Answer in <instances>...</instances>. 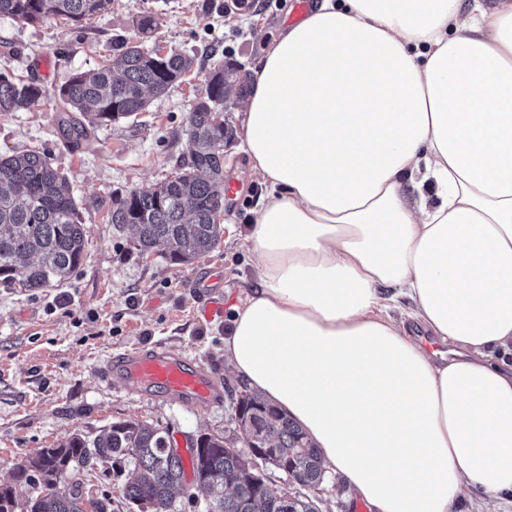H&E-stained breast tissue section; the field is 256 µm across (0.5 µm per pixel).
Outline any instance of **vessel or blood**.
Instances as JSON below:
<instances>
[{
  "mask_svg": "<svg viewBox=\"0 0 512 512\" xmlns=\"http://www.w3.org/2000/svg\"><path fill=\"white\" fill-rule=\"evenodd\" d=\"M103 373L118 379L130 391L175 399L193 407L217 405L223 399L205 366L175 348H134L110 357Z\"/></svg>",
  "mask_w": 512,
  "mask_h": 512,
  "instance_id": "1",
  "label": "vessel or blood"
}]
</instances>
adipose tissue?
I'll list each match as a JSON object with an SVG mask.
<instances>
[{
  "label": "adipose tissue",
  "mask_w": 512,
  "mask_h": 512,
  "mask_svg": "<svg viewBox=\"0 0 512 512\" xmlns=\"http://www.w3.org/2000/svg\"><path fill=\"white\" fill-rule=\"evenodd\" d=\"M224 356L369 512L512 493V0H318L258 60ZM447 344L434 356L390 314Z\"/></svg>",
  "instance_id": "ef3b65f1"
}]
</instances>
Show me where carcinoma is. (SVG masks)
<instances>
[{"instance_id":"1","label":"carcinoma","mask_w":512,"mask_h":512,"mask_svg":"<svg viewBox=\"0 0 512 512\" xmlns=\"http://www.w3.org/2000/svg\"><path fill=\"white\" fill-rule=\"evenodd\" d=\"M112 0H0V17L21 24L65 19L81 28L110 9ZM158 26L151 11L138 22L142 39L125 41L113 62L73 74L59 89L63 115L61 134L79 148L98 127L146 110L148 96L162 95L195 63V57L172 49L164 55L149 50L144 39ZM225 67L210 70L204 92L187 116L189 154L174 175L147 190H133L113 201L110 221L136 232V247L146 253L162 244L172 263H188L215 249L224 234V147L235 130L218 113L229 98L240 101L252 88L249 70L232 57ZM43 96L36 80H17L0 71V113L25 110ZM83 218L65 180L38 150L0 154V283L21 288H50L79 269L85 257ZM237 423L243 432L272 444L267 465L288 469L308 487L289 494L275 487L259 490L260 476L250 457L224 450V439L197 437L203 452L191 458L205 474L202 512H318L310 492L318 489L326 464L301 426L260 394L247 390L238 399ZM93 459L111 464L113 473L130 463L136 474L121 488L126 501L150 512H176L177 474L185 472L183 457L171 452L169 434L138 421L116 422L90 441L72 436L59 448H42L18 464L10 483L0 486V512H108L79 483L71 470ZM26 488L33 493L23 495ZM25 500H20V496Z\"/></svg>"}]
</instances>
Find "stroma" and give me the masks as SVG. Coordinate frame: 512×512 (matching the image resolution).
<instances>
[{
	"label": "stroma",
	"instance_id": "1",
	"mask_svg": "<svg viewBox=\"0 0 512 512\" xmlns=\"http://www.w3.org/2000/svg\"><path fill=\"white\" fill-rule=\"evenodd\" d=\"M295 0H112L105 15L78 28L62 21L23 25L0 17V71L35 79L45 94L28 109L0 114V153L36 149L67 179L84 219L86 258L65 282L29 290L0 284V483L14 464L42 448H58L75 434L94 439L118 421H145L176 441L204 433L236 437L235 396L242 384L225 366L224 336L242 302L258 286L248 226L264 194L238 146L224 151V179L235 193L224 201V237L189 264L159 251L140 253L132 229L110 224L112 201L174 173L189 151L187 113L204 89V76L224 56L253 66L289 25ZM159 26L147 48H172L198 59L197 67L146 112L98 128L89 148L71 149L59 132L58 90L74 73L115 59L138 35L143 12ZM224 273L225 310L205 319L194 283L208 269ZM162 345L196 357L224 393L221 405L189 407L128 391L102 374L106 360L126 350ZM86 490L109 512H135L120 489L131 467L78 468ZM313 498L319 512H368L342 477L327 472Z\"/></svg>",
	"mask_w": 512,
	"mask_h": 512
}]
</instances>
